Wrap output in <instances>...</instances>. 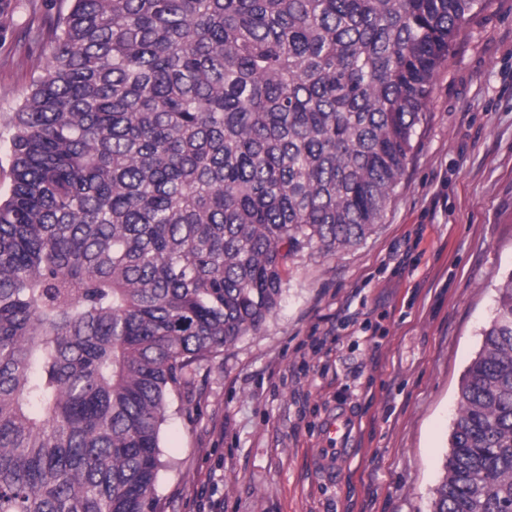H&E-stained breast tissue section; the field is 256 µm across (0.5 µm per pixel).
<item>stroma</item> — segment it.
Masks as SVG:
<instances>
[{
    "mask_svg": "<svg viewBox=\"0 0 512 512\" xmlns=\"http://www.w3.org/2000/svg\"><path fill=\"white\" fill-rule=\"evenodd\" d=\"M11 4L0 126L68 6ZM412 144L374 232L296 253L276 313L172 397L155 512H431L462 375L512 271V0H479ZM339 412L349 454L327 478L317 451Z\"/></svg>",
    "mask_w": 512,
    "mask_h": 512,
    "instance_id": "35a3bbf8",
    "label": "stroma"
}]
</instances>
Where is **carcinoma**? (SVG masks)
Listing matches in <instances>:
<instances>
[{"mask_svg":"<svg viewBox=\"0 0 512 512\" xmlns=\"http://www.w3.org/2000/svg\"><path fill=\"white\" fill-rule=\"evenodd\" d=\"M5 125L0 512H154L196 367L380 223L476 0H71ZM432 512H512V273Z\"/></svg>","mask_w":512,"mask_h":512,"instance_id":"obj_1","label":"carcinoma"}]
</instances>
